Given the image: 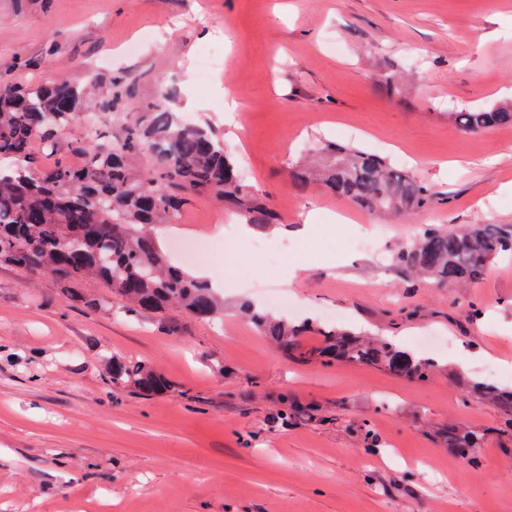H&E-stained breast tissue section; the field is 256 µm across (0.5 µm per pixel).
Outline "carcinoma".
Wrapping results in <instances>:
<instances>
[{"label": "carcinoma", "mask_w": 512, "mask_h": 512, "mask_svg": "<svg viewBox=\"0 0 512 512\" xmlns=\"http://www.w3.org/2000/svg\"><path fill=\"white\" fill-rule=\"evenodd\" d=\"M87 100L86 88L64 81L0 84V260L52 276L64 296L88 308L96 299L74 285L92 278L128 300L130 313H160L171 304L202 320L214 318L220 307L211 284L171 264L152 228L171 223L192 194L215 195L248 224H273L274 214L244 191L236 164L211 132L164 105L143 113L119 138L92 148L70 144L83 157L76 167L38 163L34 144L40 143L45 155L58 152L59 136ZM456 120L469 132L511 126L512 104L465 109ZM317 152L322 185L368 212L412 214L437 200L428 185L377 153L334 142L319 144ZM144 153L163 171V182L129 167V157ZM507 253L512 254V224L464 230L427 225L396 260L446 288L478 283ZM245 311L262 335L302 362L338 360L419 381L437 368L433 359L341 327L320 329L317 341L305 344L302 336L313 326L275 318L250 304ZM109 370L114 385H133L146 394L169 388L161 372L140 362L114 356ZM460 383L466 400L492 403L511 414L498 436L512 441V387L464 378ZM446 436L448 449L472 463L487 439V433L464 424L448 425Z\"/></svg>", "instance_id": "cac0c4a2"}]
</instances>
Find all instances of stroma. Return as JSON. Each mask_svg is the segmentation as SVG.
I'll return each instance as SVG.
<instances>
[{
    "label": "stroma",
    "instance_id": "35a3bbf8",
    "mask_svg": "<svg viewBox=\"0 0 512 512\" xmlns=\"http://www.w3.org/2000/svg\"><path fill=\"white\" fill-rule=\"evenodd\" d=\"M206 49L225 61L202 90ZM0 77L89 84L99 99L125 80L127 98L64 133L51 157L63 164L81 160L68 142L120 137L174 85L172 110L220 139L279 217L244 238L223 203L196 195L182 223L156 228L172 263L220 282L224 312L210 321L175 307L129 315L99 281L80 285L98 301L88 309L51 276L0 264V512H512L503 414L460 384L512 383V258L453 288L394 262L421 224H512V127L473 133L454 119L512 100V0H0ZM350 126L354 145L402 160L442 204L379 215L315 182L296 189L289 166ZM362 236L372 245L353 249ZM183 240L222 242L224 255L185 263ZM292 259L306 268L291 283ZM267 288L316 327L413 354L419 337H442L439 367L411 381L286 358L241 313ZM112 355L159 368L173 390L112 385ZM292 402L312 415L284 420ZM451 422L489 431L477 462L440 442Z\"/></svg>",
    "mask_w": 512,
    "mask_h": 512
}]
</instances>
